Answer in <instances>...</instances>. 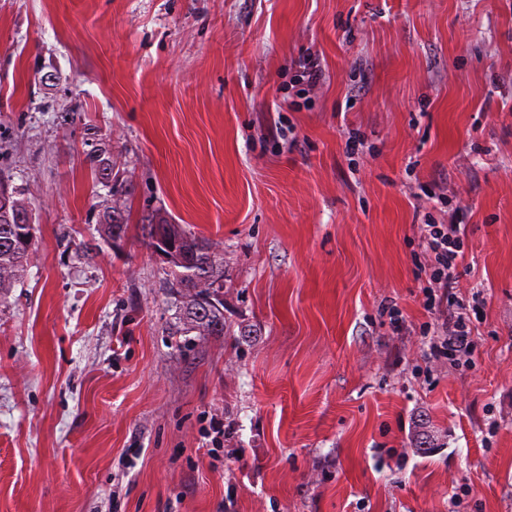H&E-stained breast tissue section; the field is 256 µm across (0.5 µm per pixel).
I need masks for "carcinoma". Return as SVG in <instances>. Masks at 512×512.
<instances>
[{
	"label": "carcinoma",
	"mask_w": 512,
	"mask_h": 512,
	"mask_svg": "<svg viewBox=\"0 0 512 512\" xmlns=\"http://www.w3.org/2000/svg\"><path fill=\"white\" fill-rule=\"evenodd\" d=\"M32 220V213L24 199L23 191L11 189L10 214H0V300L8 290L24 279L27 255L33 241L23 244L14 237L12 229L17 217ZM99 228L104 240L123 237L128 228L124 203L116 199L105 207L99 216ZM146 247H151L154 235L162 230L174 238L178 248L188 261L179 273L171 272L165 288L179 303L174 316V332L181 336L224 335V307H214L202 302V298L222 292L224 288V250L214 242L206 241L178 224H170L164 218H153L142 225Z\"/></svg>",
	"instance_id": "obj_1"
}]
</instances>
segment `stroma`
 <instances>
[{"mask_svg":"<svg viewBox=\"0 0 512 512\" xmlns=\"http://www.w3.org/2000/svg\"><path fill=\"white\" fill-rule=\"evenodd\" d=\"M0 181L36 226L0 512H512V0H0ZM156 216L223 247L224 336L172 335ZM431 218L484 297L463 366L425 332ZM297 82L305 88L299 90V95L305 93L306 90H313L324 79V71L317 59L309 57L301 65ZM120 201V199H116L112 205L111 199L110 205H107L102 215L99 216L98 225L100 228V235L103 237L104 241L112 240V243H114L115 240H119L125 236L128 224H126L125 219L124 203Z\"/></svg>","mask_w":512,"mask_h":512,"instance_id":"1","label":"stroma"}]
</instances>
